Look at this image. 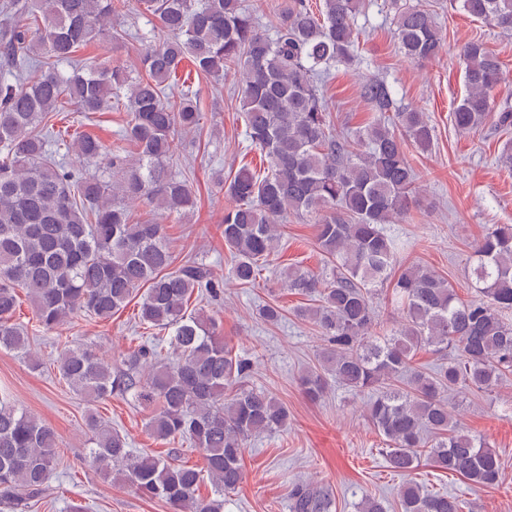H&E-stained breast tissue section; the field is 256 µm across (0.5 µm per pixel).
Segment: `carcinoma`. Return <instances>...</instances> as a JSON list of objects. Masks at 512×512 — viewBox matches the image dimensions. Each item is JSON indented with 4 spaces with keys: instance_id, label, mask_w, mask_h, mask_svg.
Returning <instances> with one entry per match:
<instances>
[{
    "instance_id": "obj_1",
    "label": "carcinoma",
    "mask_w": 512,
    "mask_h": 512,
    "mask_svg": "<svg viewBox=\"0 0 512 512\" xmlns=\"http://www.w3.org/2000/svg\"><path fill=\"white\" fill-rule=\"evenodd\" d=\"M467 15L512 32V0H456ZM155 16L166 40L136 32L143 44L142 74L101 61L69 73L87 43L107 38L112 15L125 0H0V348L24 350L25 330L13 321L16 289L35 308L38 325L54 330L83 312L108 320L134 298L140 324L169 331L170 352L142 342L112 368L91 347L64 348L57 359L70 388L90 404L112 397L153 409L150 435L171 444L191 441L205 459L217 498L198 495L201 470L169 457L131 452L128 437L88 416V458L103 476L128 485L171 512H223L224 496L242 482L245 441L288 423V408L263 390L245 385L248 359L231 353L219 324L199 309L194 295L215 298L222 282L209 265L172 268L164 225L135 218L132 207L184 219L196 196L168 168L179 154L177 133L201 124L197 94L167 93L185 61L219 78L239 75L241 112L251 142L270 160L259 175L241 167L225 187L233 205L224 210L222 234L234 262L224 278L252 284L276 252L278 226L288 216L315 219L318 249L332 264L322 278L287 267L283 286L318 298L297 315L327 338L325 370L336 382L367 395V417L386 445V462L408 474L427 452L434 466L483 486L503 479L499 455L465 433L448 412L444 393L488 391L512 374V225L494 224L473 248L476 297L459 301L445 277L415 264L393 285L404 318L384 332L372 307V286L387 278L396 244L385 225L405 218L419 176L406 145L431 146L434 128L423 113L399 110L380 79L363 85L375 116L351 137L327 120L318 84L336 63L353 61L355 20L362 0H288L271 30L242 0H138ZM394 38L407 58L439 55L440 30L428 6L395 15ZM466 93L451 113L460 132L491 119L508 128L512 112L493 113V92L503 64L482 43L461 50ZM87 114L124 107L126 119L107 154L89 134L68 150L85 165L105 164L83 175L56 160L59 140L51 118L63 100ZM456 355L432 370L413 365L421 348ZM316 400L326 381L315 370L301 377ZM57 462V435L0 392V501L16 510L43 494ZM289 495L293 512H329L331 499L302 484ZM401 512H464L466 501L426 492L414 482L399 491Z\"/></svg>"
}]
</instances>
